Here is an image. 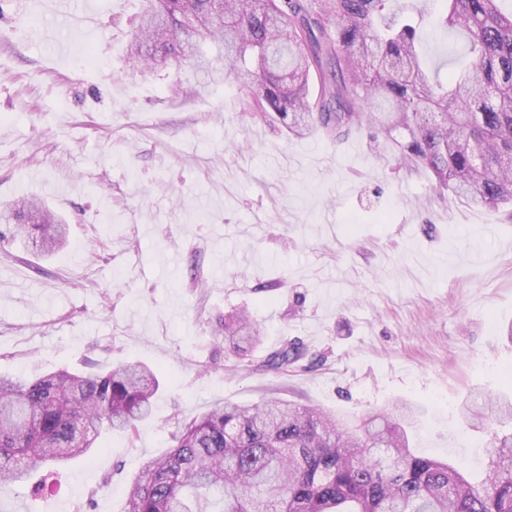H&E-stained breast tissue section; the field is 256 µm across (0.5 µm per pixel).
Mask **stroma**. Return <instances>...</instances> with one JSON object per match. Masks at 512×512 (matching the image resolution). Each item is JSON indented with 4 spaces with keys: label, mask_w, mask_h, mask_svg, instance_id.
Instances as JSON below:
<instances>
[{
    "label": "stroma",
    "mask_w": 512,
    "mask_h": 512,
    "mask_svg": "<svg viewBox=\"0 0 512 512\" xmlns=\"http://www.w3.org/2000/svg\"><path fill=\"white\" fill-rule=\"evenodd\" d=\"M144 6L97 0L54 35L63 0H0V209L36 197L69 226L48 256L0 243V374L139 362L161 381L135 430L40 495L0 490V512H122L176 421L267 398L415 405L414 450L481 478L486 435L458 407L512 398V205L439 192L367 127L295 138L190 66L132 74ZM465 41L430 26L422 51L458 68ZM236 310L261 329L244 356L214 332ZM293 341L303 356L267 369Z\"/></svg>",
    "instance_id": "stroma-1"
}]
</instances>
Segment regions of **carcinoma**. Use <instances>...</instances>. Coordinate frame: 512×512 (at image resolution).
Wrapping results in <instances>:
<instances>
[{
	"label": "carcinoma",
	"instance_id": "obj_1",
	"mask_svg": "<svg viewBox=\"0 0 512 512\" xmlns=\"http://www.w3.org/2000/svg\"><path fill=\"white\" fill-rule=\"evenodd\" d=\"M444 2L442 26L466 35L473 57L444 81L419 49L429 0L414 13L391 0H147L130 62L146 71L195 58L297 138L321 130L339 141L365 123L372 142L392 143L405 167L497 209L512 204V11L504 0ZM203 42L223 50L219 64L200 52ZM0 223L42 253L66 241V225L34 198L18 200ZM219 332L237 351L239 336L260 341L245 313L224 318ZM302 354L294 342L265 366L285 370ZM158 389L141 364L33 380L0 375V487L35 477L33 493L48 489L59 465L89 453L102 433L148 416ZM485 405L475 394L460 407L488 433L477 482L412 450L414 406L351 424L279 399L217 405L177 424L171 448L126 490L123 512H203L215 487L224 488L223 512H512V432H497Z\"/></svg>",
	"mask_w": 512,
	"mask_h": 512
}]
</instances>
